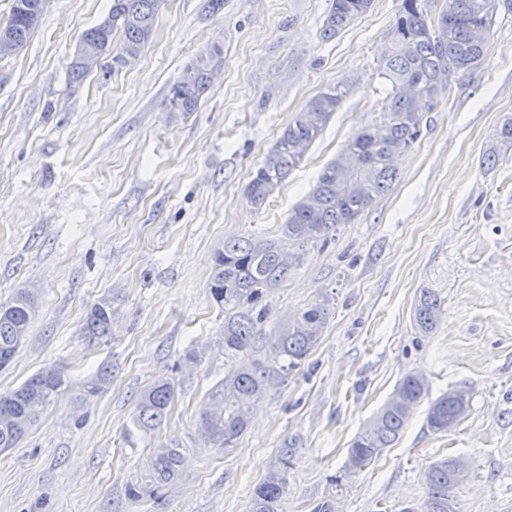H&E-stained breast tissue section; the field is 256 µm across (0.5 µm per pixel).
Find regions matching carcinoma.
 Segmentation results:
<instances>
[{"instance_id": "1", "label": "carcinoma", "mask_w": 512, "mask_h": 512, "mask_svg": "<svg viewBox=\"0 0 512 512\" xmlns=\"http://www.w3.org/2000/svg\"><path fill=\"white\" fill-rule=\"evenodd\" d=\"M502 0H445L434 18L421 0H402L391 33L392 49L383 66L390 84L375 123L362 128L335 159L320 171L314 187L291 209L281 237L303 247L326 243L337 226L354 224L380 195L396 181L393 159L411 150L421 132L424 112L432 110L447 87L448 72H464L485 54ZM49 0H12L7 24L16 51H21L41 21ZM164 0H112V27L96 25L79 42L112 54L118 66L125 55L140 56L152 38ZM372 0H332L323 25L330 39L364 14ZM221 49L215 47L188 64L173 88L171 104L180 112L196 110L212 86L221 66ZM351 85L338 81L328 85L280 131L261 165L245 187L254 209H260L304 158L307 147L324 132L334 113L350 92ZM300 255L271 239L232 238L212 259L210 292L224 305V355L237 358L262 335L264 298L288 279ZM442 312L441 299L425 291L415 306L419 329L430 332ZM37 313V296L19 289L0 303V369L9 366L29 336ZM329 309L315 303L280 326L271 342L267 364L241 362L224 374V383L213 391L199 418V432L214 446L234 445L246 430L254 408L267 392L283 382L288 370L300 365L318 345L327 324ZM112 304L95 303L83 329L91 340L111 335ZM109 367L83 384L87 396L104 390L110 382ZM70 388L60 369L37 372L18 388L0 392V448H14L58 397ZM425 377L409 373L355 436L350 444L347 470L363 468L396 442L417 406L428 396ZM173 398V383L167 375L154 379L138 397L132 416L133 430L148 434L160 427ZM471 410V394L450 389L430 401L426 426L433 433L457 427ZM295 449L281 450L279 467L254 490L251 512H279L286 489V473L293 468ZM184 456L179 448L159 449L154 472L126 485L133 500L155 497L160 489L176 482L183 473ZM470 478V469L457 457L434 461L424 473L426 497L418 510L408 512H458L453 489Z\"/></svg>"}]
</instances>
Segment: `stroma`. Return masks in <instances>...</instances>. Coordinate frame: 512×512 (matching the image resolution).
Listing matches in <instances>:
<instances>
[{"label":"stroma","mask_w":512,"mask_h":512,"mask_svg":"<svg viewBox=\"0 0 512 512\" xmlns=\"http://www.w3.org/2000/svg\"><path fill=\"white\" fill-rule=\"evenodd\" d=\"M332 0H165L153 38L133 63L102 62L70 86L80 35L112 0H50L26 48L0 58V303L37 285L38 313L0 392L38 370L74 387L101 363L105 391L73 392L0 452V512H250L255 488L294 443L281 512H411L435 460H466L459 512H512V148L493 152L512 119V11L500 9L483 59L453 76L425 113L399 177L334 239L306 249L265 298L266 334L315 303L329 319L318 345L271 389L234 446L204 442L198 420L231 363L224 308L211 296V258L233 237L276 239L288 211L346 141L372 123L389 87L380 66L401 0H374L336 37L321 28ZM223 67L193 112L170 90L213 46ZM352 89L301 164L262 209L245 186L281 129L328 84ZM443 301L421 333L423 290ZM112 303V336L82 332L90 307ZM196 352L187 362V352ZM170 374L174 400L154 437L128 445L140 393ZM431 397L456 387L470 415L434 434L420 403L393 447L357 473L350 444L406 374ZM161 448L182 449L181 481L159 498L129 500Z\"/></svg>","instance_id":"obj_1"}]
</instances>
